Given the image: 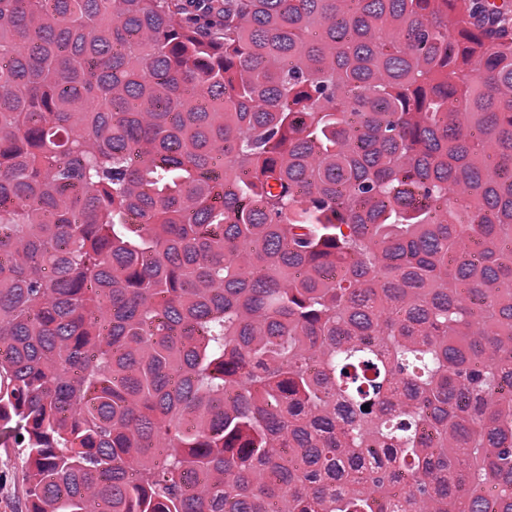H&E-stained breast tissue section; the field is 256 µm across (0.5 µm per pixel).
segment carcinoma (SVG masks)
<instances>
[{
  "mask_svg": "<svg viewBox=\"0 0 512 512\" xmlns=\"http://www.w3.org/2000/svg\"><path fill=\"white\" fill-rule=\"evenodd\" d=\"M0 437L26 512H512V0H0Z\"/></svg>",
  "mask_w": 512,
  "mask_h": 512,
  "instance_id": "cac0c4a2",
  "label": "carcinoma"
}]
</instances>
